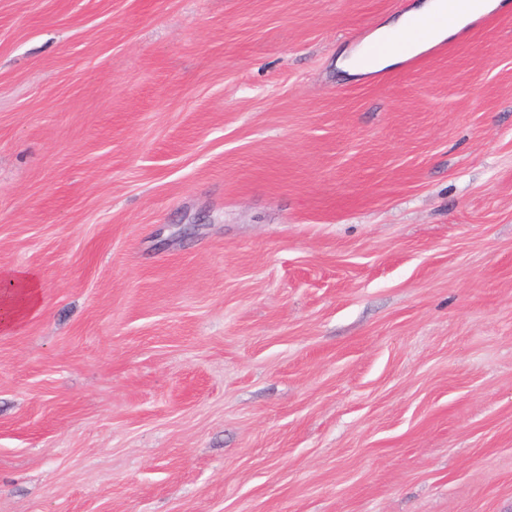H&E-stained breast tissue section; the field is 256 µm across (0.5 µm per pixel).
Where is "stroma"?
<instances>
[{
	"instance_id": "obj_1",
	"label": "stroma",
	"mask_w": 512,
	"mask_h": 512,
	"mask_svg": "<svg viewBox=\"0 0 512 512\" xmlns=\"http://www.w3.org/2000/svg\"><path fill=\"white\" fill-rule=\"evenodd\" d=\"M0 0V512H512V10ZM418 2L412 10L408 13L390 20L387 24L380 28V36L378 41L388 37H403L406 43V52L404 44L397 38L389 39L383 43L371 46L368 50V54L379 55L389 54L386 56L375 58L365 64H362L359 59L356 58H338L337 65L344 70L353 74L371 72L374 70H381L387 66H395L402 62L404 59L415 53L420 47L433 44L445 40L446 38L457 34L468 22L478 18L480 14L488 12L492 8L498 6L499 0H475L476 8L473 12L462 16L459 20L454 23L446 24L434 29L431 35V40L425 43H418L414 40L413 33L411 31V23L415 20L423 23H429L440 9L442 1L446 0H421ZM1 284L4 288L1 291L0 312L4 314L0 315V328L7 330L19 325L29 312L39 307L40 283L34 273L15 269L1 274L0 288Z\"/></svg>"
}]
</instances>
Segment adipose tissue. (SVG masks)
Listing matches in <instances>:
<instances>
[{
	"label": "adipose tissue",
	"mask_w": 512,
	"mask_h": 512,
	"mask_svg": "<svg viewBox=\"0 0 512 512\" xmlns=\"http://www.w3.org/2000/svg\"><path fill=\"white\" fill-rule=\"evenodd\" d=\"M441 3L442 0H418L415 8L381 27V37L404 38L405 53L389 54L366 63L356 58L341 57L337 60L338 66L358 74L399 64L405 54L415 53L419 48L411 31L412 22H430L439 11ZM40 300V283L34 273L25 269L0 273V328L7 330L19 325L29 312L38 308Z\"/></svg>",
	"instance_id": "adipose-tissue-1"
}]
</instances>
